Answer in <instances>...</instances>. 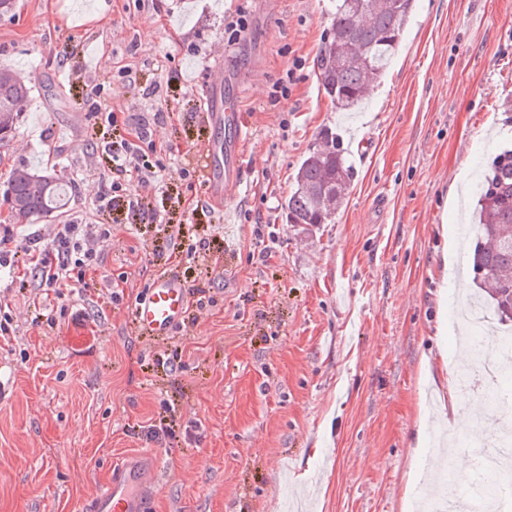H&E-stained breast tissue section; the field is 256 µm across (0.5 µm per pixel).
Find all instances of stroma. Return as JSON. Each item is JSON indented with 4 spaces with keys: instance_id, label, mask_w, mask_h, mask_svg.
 <instances>
[{
    "instance_id": "35a3bbf8",
    "label": "stroma",
    "mask_w": 512,
    "mask_h": 512,
    "mask_svg": "<svg viewBox=\"0 0 512 512\" xmlns=\"http://www.w3.org/2000/svg\"><path fill=\"white\" fill-rule=\"evenodd\" d=\"M331 0H15L0 68L31 88L0 145V225L36 226L3 192L15 166L74 182L49 221L92 220L111 181L89 157L114 133L96 103L147 124L164 177L152 211L185 228L169 246L125 206L85 285L46 294L38 272L0 268V512H80L114 460L158 458L153 512H423L454 361L462 264L489 160L512 147V0H416L386 74L347 117L313 61ZM244 12L228 43L224 18ZM289 80L286 96L272 98ZM244 121V173L224 210L204 202L199 120L214 86ZM331 131L354 170L331 223L304 231L281 208L302 159ZM209 248L188 254L187 244ZM174 276L213 297L168 336L133 308ZM169 436L149 440L150 425Z\"/></svg>"
}]
</instances>
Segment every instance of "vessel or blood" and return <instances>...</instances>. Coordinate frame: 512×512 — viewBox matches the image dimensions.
Wrapping results in <instances>:
<instances>
[{"label":"vessel or blood","instance_id":"vessel-or-blood-1","mask_svg":"<svg viewBox=\"0 0 512 512\" xmlns=\"http://www.w3.org/2000/svg\"><path fill=\"white\" fill-rule=\"evenodd\" d=\"M203 123L215 131L204 153L206 200L215 208L224 206V189L240 179L242 124L234 98L223 89L206 96ZM190 303L189 286L174 276L153 280L146 296L135 307V321L150 336H164L179 323ZM153 455H130L115 461L108 481L89 501L86 512H151L152 496L147 487L154 475Z\"/></svg>","mask_w":512,"mask_h":512}]
</instances>
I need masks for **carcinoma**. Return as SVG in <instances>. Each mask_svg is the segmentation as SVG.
<instances>
[{
    "instance_id": "1",
    "label": "carcinoma",
    "mask_w": 512,
    "mask_h": 512,
    "mask_svg": "<svg viewBox=\"0 0 512 512\" xmlns=\"http://www.w3.org/2000/svg\"><path fill=\"white\" fill-rule=\"evenodd\" d=\"M415 0H336L330 33L314 59L327 97L339 109L359 106L367 83L382 77L400 44ZM29 88L8 69H0V143L15 130ZM352 170L336 138L322 144L302 162L285 199L286 223H329L344 195ZM72 183L17 167L5 195L19 215L41 220L65 205ZM480 224L473 248V279L488 289L491 306L502 321H512V150H504L484 174L478 198Z\"/></svg>"
}]
</instances>
